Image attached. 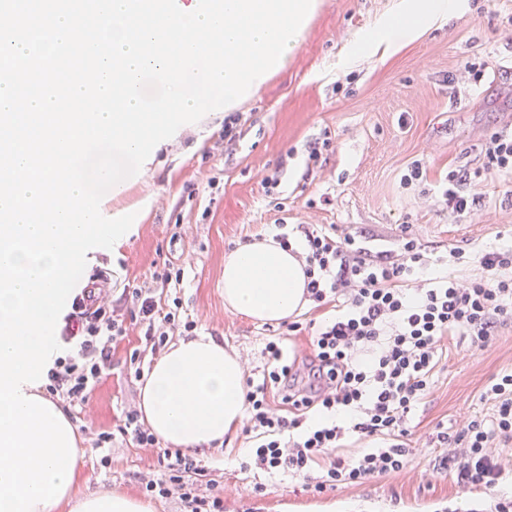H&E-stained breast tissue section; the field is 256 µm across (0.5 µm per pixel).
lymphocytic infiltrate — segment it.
<instances>
[{
    "label": "lymphocytic infiltrate",
    "instance_id": "lymphocytic-infiltrate-1",
    "mask_svg": "<svg viewBox=\"0 0 512 512\" xmlns=\"http://www.w3.org/2000/svg\"><path fill=\"white\" fill-rule=\"evenodd\" d=\"M298 230L306 241L300 259L308 298L318 308L334 305L336 314L316 326L305 361L289 357L282 341L266 344L261 383H246L253 464L316 476L319 491L402 471L413 454L405 442L411 417L432 388L447 339L465 336L472 349L482 350L499 326L512 323V248L482 253L479 274L428 278L431 256L411 235L396 249L375 251L319 224ZM128 297L150 350L196 327L178 309L164 308L152 288L133 286ZM126 334L114 308L94 289H82L65 317L66 352L49 368L46 392L69 406L85 403L112 366L114 342ZM272 388L280 406L270 401ZM482 397L493 404L490 415L464 414L456 436L436 433L437 443L461 444L460 453L439 457L436 467L454 474L464 489L494 487L504 475L500 450L512 445V372L492 379ZM120 432L158 450L164 471L146 481L148 495L178 498L188 512H224L206 468L182 451L159 448L137 411H126ZM348 435L371 441V448L351 458L337 455Z\"/></svg>",
    "mask_w": 512,
    "mask_h": 512
}]
</instances>
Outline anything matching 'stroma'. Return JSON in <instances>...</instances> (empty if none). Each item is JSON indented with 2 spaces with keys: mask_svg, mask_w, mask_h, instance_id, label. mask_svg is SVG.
Instances as JSON below:
<instances>
[{
  "mask_svg": "<svg viewBox=\"0 0 512 512\" xmlns=\"http://www.w3.org/2000/svg\"><path fill=\"white\" fill-rule=\"evenodd\" d=\"M317 2L285 65L241 106L237 141L225 145L220 112L185 126L119 200L135 212L137 233L115 251L96 253L83 274L103 275L104 296L120 307L126 284L151 282L167 263L184 269L180 285L157 288V295L179 299L198 334L235 349L257 380L268 341L285 338L302 357L309 337H284V325L225 308L224 255L238 243L283 224H324L382 251L408 233L437 256L434 274L451 278L476 274L481 250L512 246V179L467 183L466 191L481 195L470 213H453L437 200L447 170H483L488 138L512 133V0H459L448 24L395 53L358 57L351 54L354 42L391 17L399 0ZM475 58L488 66L477 84L461 77L463 62ZM318 138L330 146L313 162L307 146ZM418 159L426 163L424 181L403 186L402 175ZM267 175L279 182L269 196L261 185ZM453 248L464 259L451 258ZM140 332L130 325L112 350L110 375L84 405L66 412L84 450L74 498L110 488L141 499L143 479L161 471L155 449L119 437L108 464L88 450V430L115 433L125 411L139 405L142 380L134 371L154 361L148 351L140 364L130 361ZM510 371L512 324L481 351L470 350L464 337L449 342L410 423L418 449L413 462L360 485L317 492L301 478L246 466L250 442L240 429L198 458L219 484L224 512H486L497 496L512 493V481L461 490L432 472L435 458L456 452V445L439 447L432 439L441 426L456 433L459 415L489 414L492 404L481 395Z\"/></svg>",
  "mask_w": 512,
  "mask_h": 512,
  "instance_id": "stroma-1",
  "label": "stroma"
}]
</instances>
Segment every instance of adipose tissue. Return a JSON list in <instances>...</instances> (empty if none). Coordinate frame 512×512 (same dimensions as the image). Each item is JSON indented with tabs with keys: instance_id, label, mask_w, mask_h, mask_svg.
Listing matches in <instances>:
<instances>
[{
	"instance_id": "ef3b65f1",
	"label": "adipose tissue",
	"mask_w": 512,
	"mask_h": 512,
	"mask_svg": "<svg viewBox=\"0 0 512 512\" xmlns=\"http://www.w3.org/2000/svg\"><path fill=\"white\" fill-rule=\"evenodd\" d=\"M457 0H403L396 14L362 36L356 53L398 46L447 22ZM303 246L282 248L275 232L239 244L224 257V306L261 323L290 320L307 304ZM139 409L166 445L194 452L222 443L245 417L244 366L237 353L208 336L179 340L146 373ZM75 512H153L127 494L102 489L76 504Z\"/></svg>"
}]
</instances>
